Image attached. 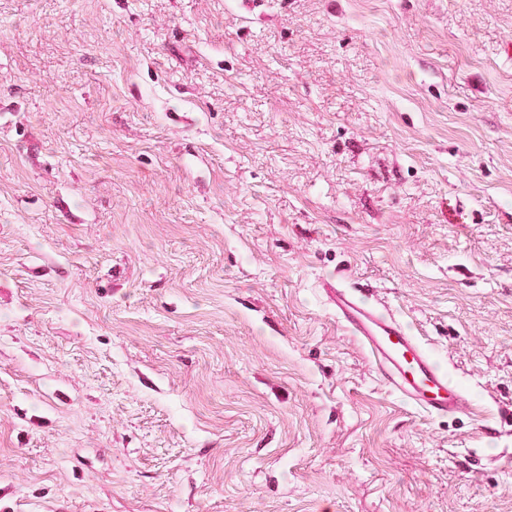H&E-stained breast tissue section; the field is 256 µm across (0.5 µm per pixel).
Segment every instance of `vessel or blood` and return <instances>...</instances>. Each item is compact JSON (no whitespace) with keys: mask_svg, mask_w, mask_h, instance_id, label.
<instances>
[{"mask_svg":"<svg viewBox=\"0 0 512 512\" xmlns=\"http://www.w3.org/2000/svg\"><path fill=\"white\" fill-rule=\"evenodd\" d=\"M322 291L338 323L360 341L392 393L434 417L476 413L442 365L385 304L329 278Z\"/></svg>","mask_w":512,"mask_h":512,"instance_id":"obj_1","label":"vessel or blood"}]
</instances>
